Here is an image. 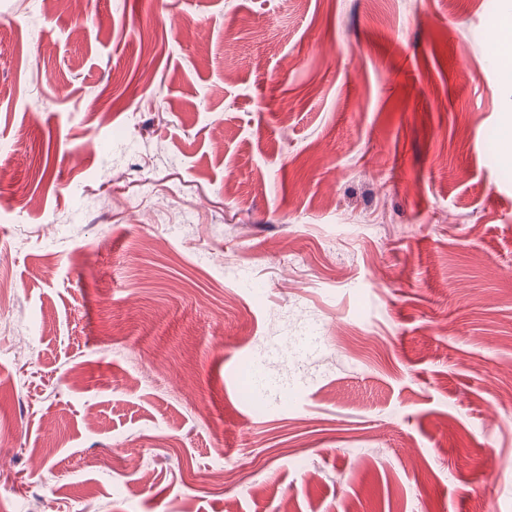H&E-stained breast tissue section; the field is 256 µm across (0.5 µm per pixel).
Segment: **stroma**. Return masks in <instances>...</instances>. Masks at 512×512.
Wrapping results in <instances>:
<instances>
[{
  "mask_svg": "<svg viewBox=\"0 0 512 512\" xmlns=\"http://www.w3.org/2000/svg\"><path fill=\"white\" fill-rule=\"evenodd\" d=\"M511 5L0 0V512H512Z\"/></svg>",
  "mask_w": 512,
  "mask_h": 512,
  "instance_id": "35a3bbf8",
  "label": "stroma"
}]
</instances>
